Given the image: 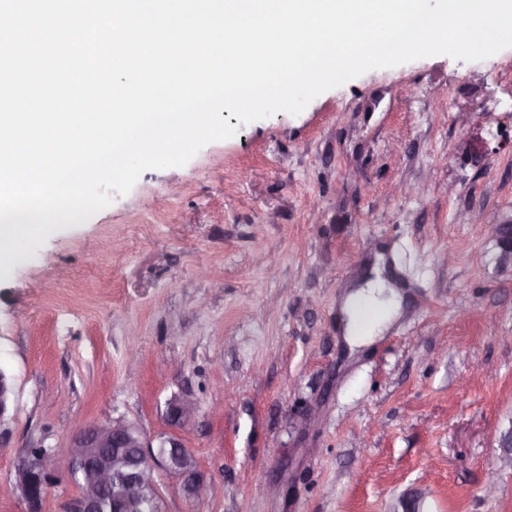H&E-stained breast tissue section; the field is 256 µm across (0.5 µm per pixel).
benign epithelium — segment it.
<instances>
[{"label":"benign epithelium","instance_id":"benign-epithelium-1","mask_svg":"<svg viewBox=\"0 0 512 512\" xmlns=\"http://www.w3.org/2000/svg\"><path fill=\"white\" fill-rule=\"evenodd\" d=\"M501 250V258L512 262V214L490 227ZM195 402L185 396L168 403L171 423L182 427L195 413ZM192 453L180 438L170 434L153 446L136 425L122 420L98 423L81 429L67 449V461H78L90 475L91 483L78 485V493L65 512H100L104 497L112 496L137 503L138 496L150 492L156 512H161L159 478L166 474L180 482L188 500H207L215 487L207 482L198 466L188 463ZM48 472L44 459L32 453L21 457L14 473V489L26 503V512H41Z\"/></svg>","mask_w":512,"mask_h":512}]
</instances>
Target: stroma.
<instances>
[{
    "instance_id": "stroma-1",
    "label": "stroma",
    "mask_w": 512,
    "mask_h": 512,
    "mask_svg": "<svg viewBox=\"0 0 512 512\" xmlns=\"http://www.w3.org/2000/svg\"><path fill=\"white\" fill-rule=\"evenodd\" d=\"M229 123L0 274V512L30 448L64 512L72 437L112 420L179 433L221 489L163 479V512H512V266L485 231L512 213V47ZM379 246L408 305L352 355L338 303ZM195 409L194 400L185 396L170 401L167 407V414L173 425L182 427L192 420Z\"/></svg>"
}]
</instances>
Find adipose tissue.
<instances>
[{
  "label": "adipose tissue",
  "instance_id": "1",
  "mask_svg": "<svg viewBox=\"0 0 512 512\" xmlns=\"http://www.w3.org/2000/svg\"><path fill=\"white\" fill-rule=\"evenodd\" d=\"M370 271L369 278L351 283L340 302L343 339L352 350L369 345L383 335L402 310L401 295L383 276L382 258H375Z\"/></svg>",
  "mask_w": 512,
  "mask_h": 512
}]
</instances>
